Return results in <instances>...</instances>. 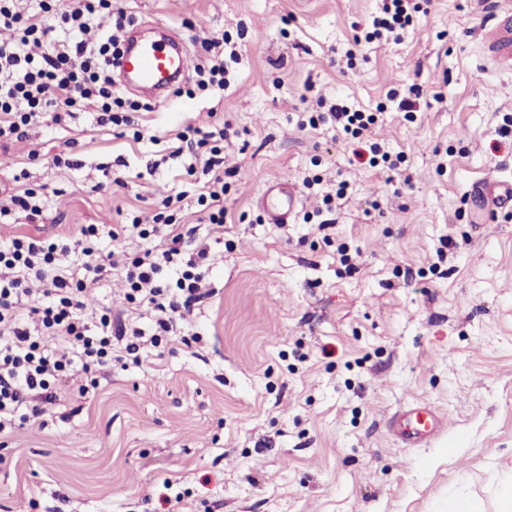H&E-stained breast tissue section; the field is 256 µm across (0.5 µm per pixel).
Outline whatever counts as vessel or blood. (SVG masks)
Instances as JSON below:
<instances>
[{
    "label": "vessel or blood",
    "mask_w": 512,
    "mask_h": 512,
    "mask_svg": "<svg viewBox=\"0 0 512 512\" xmlns=\"http://www.w3.org/2000/svg\"><path fill=\"white\" fill-rule=\"evenodd\" d=\"M118 68L127 89L167 91L186 78L190 57L181 45L180 36L174 32L159 41L139 42L131 38L121 50ZM472 193L491 212L502 200L512 201V184L486 181L474 185ZM259 205L269 223H287L296 206L294 186L280 181L267 183ZM443 424L441 415L428 405L416 403L398 412L390 428L403 445L411 447L435 437Z\"/></svg>",
    "instance_id": "obj_1"
}]
</instances>
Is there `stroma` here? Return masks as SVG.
<instances>
[{"label":"stroma","instance_id":"stroma-1","mask_svg":"<svg viewBox=\"0 0 512 512\" xmlns=\"http://www.w3.org/2000/svg\"><path fill=\"white\" fill-rule=\"evenodd\" d=\"M115 6L144 35L176 29L195 59L228 32L230 84L190 79L163 102L131 92L147 106L135 130L97 126L85 101L68 125L44 115L0 148V184L34 190L43 215L0 223V244L107 230L179 194L210 295L187 318L190 344L92 370L87 395L0 432V512H168L169 492L188 512H448L452 495L497 512L512 474V206L487 221L470 190L512 181V0H432L400 42L359 46L382 0ZM392 89L413 116L387 102ZM338 100L379 112L371 137L403 154L398 169L361 166L356 139L308 126ZM223 125L228 217L212 228L198 223L206 177L178 136ZM277 179L299 197L285 224L257 206ZM341 183L321 226L322 197ZM96 289L152 333L120 272ZM416 401L445 426L406 448L390 420Z\"/></svg>","mask_w":512,"mask_h":512}]
</instances>
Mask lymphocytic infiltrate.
Segmentation results:
<instances>
[{
    "label": "lymphocytic infiltrate",
    "instance_id": "1",
    "mask_svg": "<svg viewBox=\"0 0 512 512\" xmlns=\"http://www.w3.org/2000/svg\"><path fill=\"white\" fill-rule=\"evenodd\" d=\"M420 10V0H385L381 15L372 19L364 34L365 42L400 40ZM111 11L112 0H76L69 8L61 0H39L34 11L21 7L20 0H0V29L15 33L12 41L0 43L1 145L26 138L45 112H52L56 124L66 123L73 118L72 106L79 98L97 100L98 125H134L142 106L119 96L112 81L126 15H117L111 32L93 41L88 38L94 18ZM228 43L222 32L204 40L208 58L194 66L198 87L226 86ZM377 120L376 113L336 102L327 112L310 117L309 123L328 122L358 139L354 156L359 163L397 168L398 160L364 139ZM225 135L221 128L206 131L192 126L180 135L202 160L209 177L199 200L211 202L202 220L215 227L224 222V212L216 204L224 196ZM99 231L98 225L85 224L71 239L20 234L0 246V429L24 413L38 415L46 405L56 403L63 380L111 365L115 342H123L126 357L140 362L141 348L157 347L177 336L194 305L206 298L207 252L191 247L197 226L177 223L174 215L159 211L109 232L115 242L134 235L149 243L141 255L125 259L121 269L126 300L141 301L151 309L155 333L144 335L111 311H99L94 286L111 263L110 255L93 245ZM70 255L78 256L82 277L62 269V258ZM33 281L42 284L46 302L29 320L23 308ZM90 315L98 316L99 333H90L86 322ZM48 336L67 344V352L48 349L44 344Z\"/></svg>",
    "mask_w": 512,
    "mask_h": 512
}]
</instances>
